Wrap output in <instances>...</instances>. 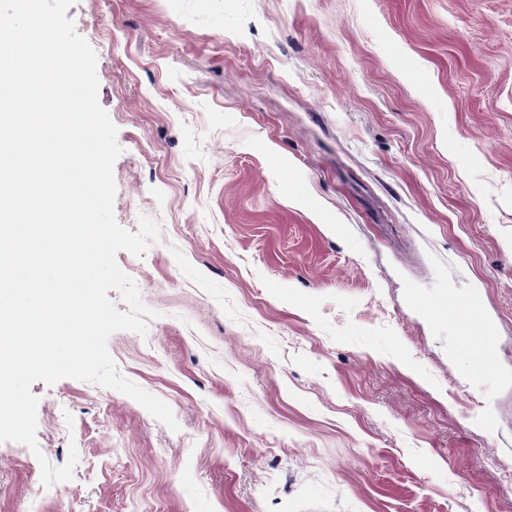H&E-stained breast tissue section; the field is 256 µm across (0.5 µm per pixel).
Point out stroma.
I'll list each match as a JSON object with an SVG mask.
<instances>
[{"instance_id":"obj_1","label":"stroma","mask_w":512,"mask_h":512,"mask_svg":"<svg viewBox=\"0 0 512 512\" xmlns=\"http://www.w3.org/2000/svg\"><path fill=\"white\" fill-rule=\"evenodd\" d=\"M66 16L122 149L115 217L160 226L116 256L157 316L108 349L179 429L35 382L40 451L0 442V512H512V0ZM461 291L452 360L435 314Z\"/></svg>"}]
</instances>
